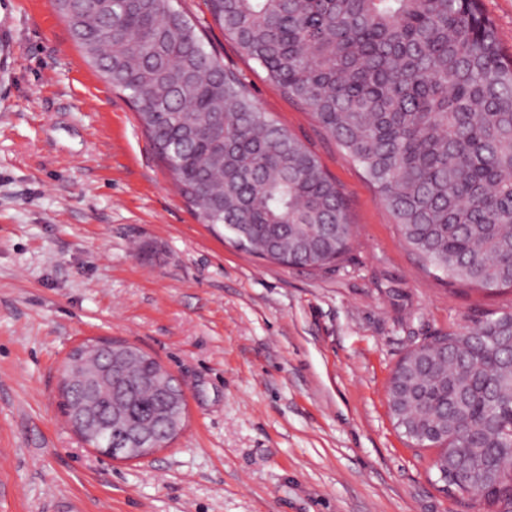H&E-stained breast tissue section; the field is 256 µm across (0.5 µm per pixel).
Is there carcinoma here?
Instances as JSON below:
<instances>
[{
	"label": "carcinoma",
	"mask_w": 512,
	"mask_h": 512,
	"mask_svg": "<svg viewBox=\"0 0 512 512\" xmlns=\"http://www.w3.org/2000/svg\"><path fill=\"white\" fill-rule=\"evenodd\" d=\"M481 0H207L216 24L361 168L412 250L448 283L512 288V57ZM50 0L98 71L131 101L181 196L240 248L287 266L343 259L349 207L315 155L207 50L178 0ZM126 386L71 384L107 355L92 341L64 374L62 409L103 448L112 416L186 400L148 353L112 343ZM396 426L439 449L461 495L512 512V311L417 347L396 366Z\"/></svg>",
	"instance_id": "carcinoma-1"
}]
</instances>
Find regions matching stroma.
Instances as JSON below:
<instances>
[{"instance_id": "35a3bbf8", "label": "stroma", "mask_w": 512, "mask_h": 512, "mask_svg": "<svg viewBox=\"0 0 512 512\" xmlns=\"http://www.w3.org/2000/svg\"><path fill=\"white\" fill-rule=\"evenodd\" d=\"M179 3L335 178L351 248L291 267L203 224L49 0H0V512H490L437 489L436 452L396 429L387 385L407 352L511 310L512 292L437 278L205 0ZM89 338L134 344L183 385L172 444L113 460L73 431L59 370Z\"/></svg>"}]
</instances>
